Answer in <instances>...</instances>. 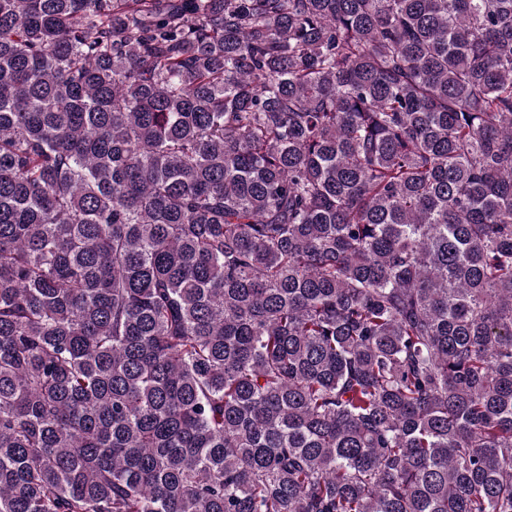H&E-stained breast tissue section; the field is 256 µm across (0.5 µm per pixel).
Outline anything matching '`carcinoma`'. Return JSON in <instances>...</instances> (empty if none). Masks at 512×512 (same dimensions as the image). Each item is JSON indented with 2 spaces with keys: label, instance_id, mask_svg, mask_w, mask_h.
<instances>
[{
  "label": "carcinoma",
  "instance_id": "cac0c4a2",
  "mask_svg": "<svg viewBox=\"0 0 512 512\" xmlns=\"http://www.w3.org/2000/svg\"><path fill=\"white\" fill-rule=\"evenodd\" d=\"M0 512H512V0H0Z\"/></svg>",
  "mask_w": 512,
  "mask_h": 512
}]
</instances>
